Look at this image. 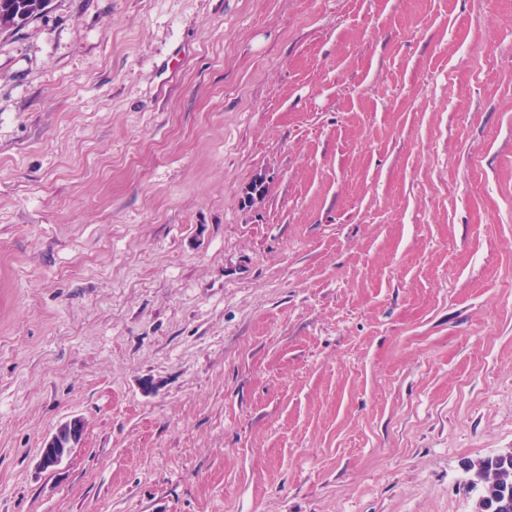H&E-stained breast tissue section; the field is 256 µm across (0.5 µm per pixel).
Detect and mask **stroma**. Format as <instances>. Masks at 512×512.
<instances>
[{
    "instance_id": "obj_1",
    "label": "stroma",
    "mask_w": 512,
    "mask_h": 512,
    "mask_svg": "<svg viewBox=\"0 0 512 512\" xmlns=\"http://www.w3.org/2000/svg\"><path fill=\"white\" fill-rule=\"evenodd\" d=\"M510 450L512 0L0 32V512H474ZM82 433L81 421L76 418L62 424L44 441L39 466L47 470L61 464L69 456L71 449L81 441Z\"/></svg>"
}]
</instances>
